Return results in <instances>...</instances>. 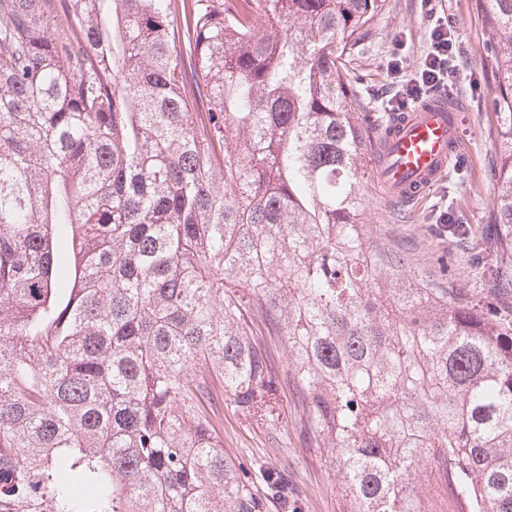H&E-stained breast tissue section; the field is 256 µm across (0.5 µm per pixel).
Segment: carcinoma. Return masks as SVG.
Returning <instances> with one entry per match:
<instances>
[{
  "mask_svg": "<svg viewBox=\"0 0 512 512\" xmlns=\"http://www.w3.org/2000/svg\"><path fill=\"white\" fill-rule=\"evenodd\" d=\"M476 5L499 258L512 0ZM381 9L0 0V512H266L212 402L275 426L286 389L345 512H430V464L465 512H512V317L365 223L391 115L356 111L341 58Z\"/></svg>",
  "mask_w": 512,
  "mask_h": 512,
  "instance_id": "1",
  "label": "carcinoma"
}]
</instances>
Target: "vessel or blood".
Masks as SVG:
<instances>
[{"instance_id":"1","label":"vessel or blood","mask_w":512,"mask_h":512,"mask_svg":"<svg viewBox=\"0 0 512 512\" xmlns=\"http://www.w3.org/2000/svg\"><path fill=\"white\" fill-rule=\"evenodd\" d=\"M458 140L459 109L447 96L403 112L376 146L383 187L396 199H419L447 169Z\"/></svg>"}]
</instances>
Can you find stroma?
Returning a JSON list of instances; mask_svg holds the SVG:
<instances>
[{
  "instance_id": "35a3bbf8",
  "label": "stroma",
  "mask_w": 512,
  "mask_h": 512,
  "mask_svg": "<svg viewBox=\"0 0 512 512\" xmlns=\"http://www.w3.org/2000/svg\"><path fill=\"white\" fill-rule=\"evenodd\" d=\"M434 16L455 26L463 50L461 64L469 77L454 93L463 108V160L450 165L411 204L389 198L378 176H370L365 187L367 217L379 249L402 255L415 274L442 275L444 282L466 289L474 299L496 301L507 312L512 310V288L494 293L490 273L472 267L469 250L448 242L435 226L440 212L450 206L475 232L492 230L494 85L483 64L487 33L475 0H385L346 65L356 81L361 111L380 112L382 101L396 90L390 75L395 46H402L408 71H415L427 52V28ZM213 410L224 420L225 452L240 462L252 482H260L269 468L280 470L287 480V505L273 503L269 512H344L334 472L317 449L306 446L295 426L266 428L221 399L214 401Z\"/></svg>"
}]
</instances>
